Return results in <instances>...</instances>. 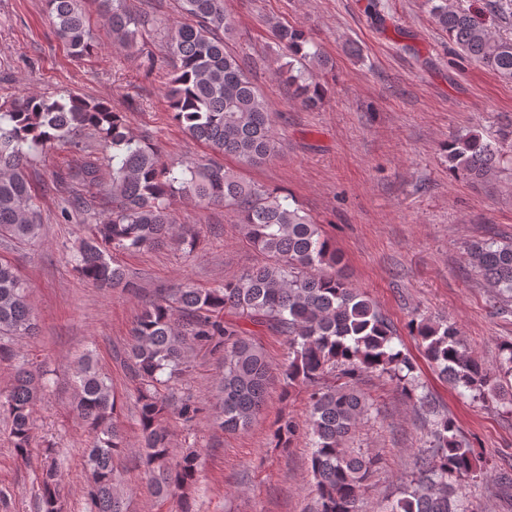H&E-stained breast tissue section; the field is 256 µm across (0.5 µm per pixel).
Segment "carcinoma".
<instances>
[{"label":"carcinoma","instance_id":"1","mask_svg":"<svg viewBox=\"0 0 512 512\" xmlns=\"http://www.w3.org/2000/svg\"><path fill=\"white\" fill-rule=\"evenodd\" d=\"M427 0L428 12L462 57L512 81V39L495 34V16L512 10V0ZM112 32V43L127 52L146 53L155 37L168 57L167 96L172 116L192 139L207 144L213 157L179 168L165 163L159 149L134 136L126 116L101 101L77 95L17 97L0 104V241L32 244L44 233L34 189L26 175L31 158L69 142L74 158L52 172L53 188L76 184L61 210L93 212L102 185V163L87 153L79 136L97 135L112 147L109 194L112 208L81 239L71 259L79 274L99 288H132L134 282L113 259L172 240L194 248L195 226L176 224L175 202L183 197L199 206L222 205L238 217L245 241L262 260L213 288H176L146 306L131 331L127 367L135 383V405L142 440V463L151 494L173 501L178 512H192L189 492L199 472L194 451L175 461L166 426L172 382L188 371L193 348L219 354L224 372L219 385L226 431L247 428L265 404L273 374L281 395L308 392L310 416L302 426L281 415L270 431V445L288 450L303 429L313 438L311 473L316 512H362V494L379 468L376 455L345 443L371 412L373 402L360 385L369 370L396 380L402 395L433 415L429 448L422 452L402 497L379 512H478L463 482L485 476L474 449L458 438L454 420L435 411L414 375L415 366L394 344V333L375 303L353 287L343 273V257L317 224L289 195L243 178L224 164L232 157L261 166L277 153L276 114L242 60L230 49L234 34L224 0H174L182 21L174 26L149 14H137L125 0H98ZM48 21L75 57L94 47L84 0H47ZM271 38L288 62L283 74L294 98L309 109L321 103L323 89L310 66L329 68L328 59L295 26L275 23ZM448 167L474 181H491L503 156L496 143L473 133H456L446 145ZM468 264L504 301L512 300V245L494 241L475 246ZM286 337L288 360L273 367L245 323ZM427 360L452 385L475 399H501L503 380L461 345L457 327L446 321L412 323ZM37 322L26 283L8 263L0 262V362L14 363L9 389L0 393V414L10 423L17 457H28L34 439L35 409L48 387L43 371L20 358L11 341L33 336ZM72 405L89 435L83 466L84 494L91 512H128L116 460L126 448L118 400L111 380L89 355L78 363ZM203 407L185 400L177 414L192 422ZM41 512H59L65 487L52 458L40 477Z\"/></svg>","mask_w":512,"mask_h":512}]
</instances>
